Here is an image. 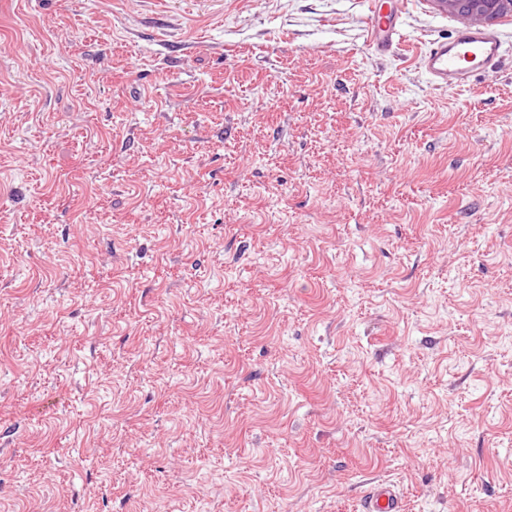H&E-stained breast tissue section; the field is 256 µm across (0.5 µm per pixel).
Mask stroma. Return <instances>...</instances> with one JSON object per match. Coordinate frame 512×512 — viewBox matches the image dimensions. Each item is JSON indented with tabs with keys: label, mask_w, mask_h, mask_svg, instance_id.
Here are the masks:
<instances>
[{
	"label": "stroma",
	"mask_w": 512,
	"mask_h": 512,
	"mask_svg": "<svg viewBox=\"0 0 512 512\" xmlns=\"http://www.w3.org/2000/svg\"><path fill=\"white\" fill-rule=\"evenodd\" d=\"M0 0V512H512V14ZM371 33L376 49L382 52L400 36V25L396 17L390 16L373 24ZM500 54L501 44L494 33L466 27L434 43L424 56V67L436 84L459 87L477 71H486ZM403 500L387 483L375 484L365 497L363 512H403Z\"/></svg>",
	"instance_id": "35a3bbf8"
}]
</instances>
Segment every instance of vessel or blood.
<instances>
[{
	"label": "vessel or blood",
	"instance_id": "vessel-or-blood-1",
	"mask_svg": "<svg viewBox=\"0 0 512 512\" xmlns=\"http://www.w3.org/2000/svg\"><path fill=\"white\" fill-rule=\"evenodd\" d=\"M377 50H385L400 35L395 17L378 21L371 30ZM497 36L478 27L458 29L448 39L434 43L424 56V67L441 86L466 85L477 71L487 70L500 56ZM363 512H404L403 500L387 483L375 484L364 501Z\"/></svg>",
	"mask_w": 512,
	"mask_h": 512
}]
</instances>
